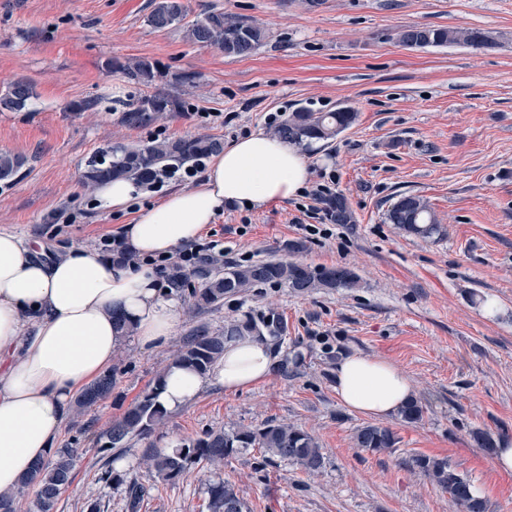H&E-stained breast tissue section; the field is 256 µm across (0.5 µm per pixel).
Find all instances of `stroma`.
<instances>
[{"label":"stroma","mask_w":512,"mask_h":512,"mask_svg":"<svg viewBox=\"0 0 512 512\" xmlns=\"http://www.w3.org/2000/svg\"><path fill=\"white\" fill-rule=\"evenodd\" d=\"M189 16L214 8L255 20L266 44L245 58L185 41L146 22L152 0H0V85L22 77L35 96L20 119L0 112V151L26 157L20 176L0 184V229L39 243L46 257L96 248L183 180L141 188L129 208H99L81 173L99 149L155 138L272 135L269 114L350 107L353 124L304 155L312 182L334 179L353 221L308 241L296 226L304 195L254 211L225 209L203 239L224 260L285 259L314 268L345 266L354 288L305 295L259 285L196 312L180 297L175 332L163 345L127 342L112 362V392L83 416H69L58 447L78 451L74 480L56 512H206L212 480L235 485L249 512H460L446 492L410 468L411 455L447 459L479 487L491 512H512V473L495 468L472 434L512 441V0H184ZM408 26L475 28L490 44L410 49ZM147 57L163 73L156 86L187 110L131 128L123 104L139 86L112 71L118 59ZM195 74L192 83L183 74ZM99 99L96 111L72 103ZM404 195L428 201L445 234L423 239L386 218ZM74 214L56 225L55 213ZM493 308H485V301ZM274 310L286 332L272 350V375L248 390L208 386L145 439L107 449L102 433L147 393L190 330L223 329L230 319ZM388 361L409 378L424 407L420 423L384 419L394 450L372 453L352 439L366 416L342 405L333 372L345 354ZM299 426L319 442L323 469L270 460L243 448L223 466L189 465L165 482L143 463L148 447L172 448L214 430ZM122 482L109 470L118 460ZM146 493L131 506L128 482Z\"/></svg>","instance_id":"obj_1"}]
</instances>
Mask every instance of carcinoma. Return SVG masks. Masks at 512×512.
<instances>
[{
  "label": "carcinoma",
  "instance_id": "carcinoma-1",
  "mask_svg": "<svg viewBox=\"0 0 512 512\" xmlns=\"http://www.w3.org/2000/svg\"><path fill=\"white\" fill-rule=\"evenodd\" d=\"M183 0H154L147 17L157 30H179L183 38L194 44L214 47L228 57H245L258 50L266 41V28L255 22L236 18L218 10H207L193 20ZM397 41L409 48L444 46L464 43L473 47L489 44L482 32L470 29L448 30L432 27H408L396 33ZM112 67L136 85L149 87L161 76L156 62L134 58L115 62ZM34 97V88L25 79H16L0 88V110L21 112ZM184 102L166 92L156 90L140 94L124 103L123 121L129 126L151 125L164 112H183ZM353 110L312 112L298 108L274 131V135L297 146L335 138L355 121ZM224 149V142L213 136L153 140L138 146L113 145L93 155L82 174V183L90 189L114 178L143 184L184 169L190 170ZM25 157L0 152V183L9 184L21 173ZM334 221L352 223L346 200L336 196L327 201ZM390 223L406 234L422 238L440 236L443 228L428 204L417 196H403L388 214ZM169 287L187 293L193 309H212L224 304V299L262 284L284 285L299 293L319 289L354 288L357 274L347 267L313 269L307 265L282 260H267L246 265L226 264L204 255L191 269L172 263L166 271ZM283 319L274 311L258 320H232L224 329L212 332L205 325L195 327L175 356L173 363L199 374L206 373L224 355V345L240 336H256L273 341L282 340ZM165 372L158 373L153 388L135 401L124 414L112 421L103 432L106 447L122 448L133 437L147 438L156 426L164 422L167 412L157 402V390ZM113 376L108 372L86 386L75 397L76 415L97 405L112 390ZM423 405L409 400L400 410V419L408 424L422 420ZM355 445L370 452H385L396 447L398 438L387 428L375 424L358 427ZM239 448H261L271 459L296 464L310 474L324 466V454L317 440L302 428L290 424L268 423L257 429L240 428L231 432H207L202 437L176 448H154L145 456L146 464L164 481L181 477L191 463L218 467L224 458ZM76 449L59 448L53 459L36 463L21 484L11 491H0V512H17V499L26 490H35L34 512H55L58 498L73 481ZM413 469L448 493L460 512H489L487 500L474 493L470 480L458 473L444 458L415 455ZM207 512H247L246 503L235 487L227 481H213L207 486Z\"/></svg>",
  "mask_w": 512,
  "mask_h": 512
}]
</instances>
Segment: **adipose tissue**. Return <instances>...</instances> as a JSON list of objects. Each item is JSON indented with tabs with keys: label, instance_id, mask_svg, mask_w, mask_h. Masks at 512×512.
Returning <instances> with one entry per match:
<instances>
[{
	"label": "adipose tissue",
	"instance_id": "obj_1",
	"mask_svg": "<svg viewBox=\"0 0 512 512\" xmlns=\"http://www.w3.org/2000/svg\"><path fill=\"white\" fill-rule=\"evenodd\" d=\"M309 178L292 144L260 133L240 138L198 185L126 225L125 244L148 261L168 255L197 240L225 206L261 208L294 197ZM120 317L141 348H155L172 336L179 302L163 293L148 263L135 269L85 247L48 263L18 234L0 230V490L17 486L53 450L74 393L108 369L123 344ZM274 363L266 341L246 337L226 344L206 374L171 367L158 401L172 411L207 385L246 390ZM334 374L340 403L366 416L391 417L412 396L398 368L360 353L344 357Z\"/></svg>",
	"mask_w": 512,
	"mask_h": 512
}]
</instances>
